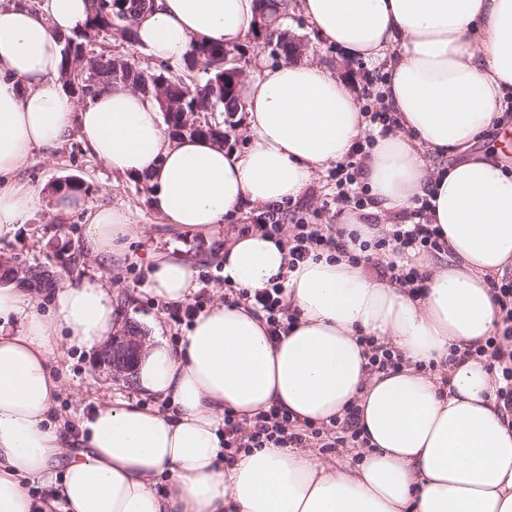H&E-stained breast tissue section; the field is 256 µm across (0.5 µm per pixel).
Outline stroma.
Here are the masks:
<instances>
[{
	"instance_id": "1",
	"label": "stroma",
	"mask_w": 512,
	"mask_h": 512,
	"mask_svg": "<svg viewBox=\"0 0 512 512\" xmlns=\"http://www.w3.org/2000/svg\"><path fill=\"white\" fill-rule=\"evenodd\" d=\"M285 2L288 9L284 26L289 37L302 40L301 59H319L328 64L338 76L361 83L364 72L372 67L371 62L347 58L334 46L316 43L295 6L296 0ZM70 176L82 181L89 202L124 210L129 223L139 229L140 234L131 242L123 264L105 269L85 258L83 216L73 215L60 222L51 217L44 205L12 237L0 238V257L9 258L23 266L47 267L58 279L77 283L99 275L109 277L121 298L127 301L123 314L125 324L137 325L144 331L148 328L149 319L164 316L170 327L167 340L170 344H178L185 334L187 324L175 320L174 308L156 302L154 297L147 294L141 295L134 302L128 299L129 294L146 281L151 255L172 248L198 261V291L195 298L210 302L215 291L224 287L222 275L211 264L212 253L226 243L233 232L255 227L257 208H249L248 212L226 219L213 234L180 231L151 209L146 182L115 175L73 137L57 147L34 150L30 162L16 173L14 180L46 197L51 194L57 181ZM75 254L81 257L76 265L70 262L71 256ZM94 363V356L74 348L66 350L59 361V374L65 389L57 399L56 411L65 415L68 421H77L88 412V399L93 395L156 406V398L139 394L133 381L115 379L97 372Z\"/></svg>"
}]
</instances>
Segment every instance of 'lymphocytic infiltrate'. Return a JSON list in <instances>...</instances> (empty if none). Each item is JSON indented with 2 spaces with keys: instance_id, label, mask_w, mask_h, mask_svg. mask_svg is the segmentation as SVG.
I'll list each match as a JSON object with an SVG mask.
<instances>
[{
  "instance_id": "obj_1",
  "label": "lymphocytic infiltrate",
  "mask_w": 512,
  "mask_h": 512,
  "mask_svg": "<svg viewBox=\"0 0 512 512\" xmlns=\"http://www.w3.org/2000/svg\"><path fill=\"white\" fill-rule=\"evenodd\" d=\"M382 74L368 77L369 85L363 99L361 111L368 120L370 130L364 141L358 142L348 160L337 164L332 172L336 191L327 198V205L337 210L346 208L361 209L371 201L369 188L361 184L360 177L364 161L368 158L378 138H385L397 129V119L384 103V94L378 86L383 83ZM428 202H418L414 215L415 223L396 224L374 242H361L359 251L350 255L346 252V232L337 229L329 233L325 225L308 223L297 218L294 233L289 243L292 262H300L309 256L324 253L348 255L351 263L361 262L374 265L380 276L395 280L410 291L421 288L423 276L415 268L397 267L394 261L381 264L375 259L377 252L403 254L406 250L437 252L442 248L438 230L424 223L422 217L428 209ZM491 291L501 315L502 328L499 333L488 337L485 344L474 348L476 358L484 360L489 371L500 380L496 399L505 409L512 411V277L502 276L501 280L491 281ZM285 288L276 282L266 287L249 290L231 288L224 294L225 301L231 304L247 303L264 318L271 337L277 338L286 333L296 322L295 313L289 312L284 299ZM363 448L367 442L359 428V410L350 406L344 418L331 419L329 424H295L292 415L276 407L260 412L252 424L240 423L234 415L224 416V457L233 459L239 452L253 448Z\"/></svg>"
}]
</instances>
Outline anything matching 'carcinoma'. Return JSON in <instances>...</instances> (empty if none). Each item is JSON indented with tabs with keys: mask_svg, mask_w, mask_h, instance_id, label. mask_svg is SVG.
<instances>
[{
	"mask_svg": "<svg viewBox=\"0 0 512 512\" xmlns=\"http://www.w3.org/2000/svg\"><path fill=\"white\" fill-rule=\"evenodd\" d=\"M116 10L89 7L81 29L59 37V71L66 92L84 100L116 82L127 83L152 96L158 103L167 129L180 136L186 124L184 115L202 127L199 136L224 143V125L245 108L241 97L242 81L236 65L224 64V51L244 54L241 44L194 41L179 61H161L142 69L135 59L134 26L137 17L153 6V0H116ZM258 11L271 18H285L281 0H256ZM225 81V91L215 96L212 83ZM224 119H218V116ZM22 280L39 288L42 282L52 287L55 278L41 267H26Z\"/></svg>",
	"mask_w": 512,
	"mask_h": 512,
	"instance_id": "obj_1",
	"label": "carcinoma"
}]
</instances>
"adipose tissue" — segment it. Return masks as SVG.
Returning a JSON list of instances; mask_svg holds the SVG:
<instances>
[{
  "instance_id": "obj_1",
  "label": "adipose tissue",
  "mask_w": 512,
  "mask_h": 512,
  "mask_svg": "<svg viewBox=\"0 0 512 512\" xmlns=\"http://www.w3.org/2000/svg\"><path fill=\"white\" fill-rule=\"evenodd\" d=\"M316 41L350 56L386 59L385 103L399 119L379 139L363 180L373 202L339 223L372 240L390 216L430 203L444 239L436 256L411 251L423 296L346 257L288 266V246L258 229L231 234L222 274L236 288L283 282L297 322L270 341L246 306L216 300L178 345L153 323L136 387L171 401L161 412L96 400L76 426L54 416L63 347L89 351L120 323L110 284L63 280L52 307L0 286V512H512V426L483 360L425 371L450 347L494 335L489 282L512 268V171L476 145L498 123L512 89V0H299ZM86 0H0V238L40 203L12 175L33 150L76 137L112 173L146 180L153 208L188 232H211L245 207L298 200L316 175L347 160L367 130L353 85L327 66L260 62L244 91L247 150L168 134L156 101L124 83L77 102L59 79V38L83 24ZM254 0H155L137 45L154 60L182 59L191 41L234 44L255 26ZM57 219L85 213L88 253L124 259L136 234L122 210L83 194L49 199ZM196 271L156 255L147 290L190 302ZM403 354L391 373L368 372L359 337ZM360 409L368 442L356 466L308 448H253L224 458V414L253 422L270 407L298 423Z\"/></svg>"
}]
</instances>
